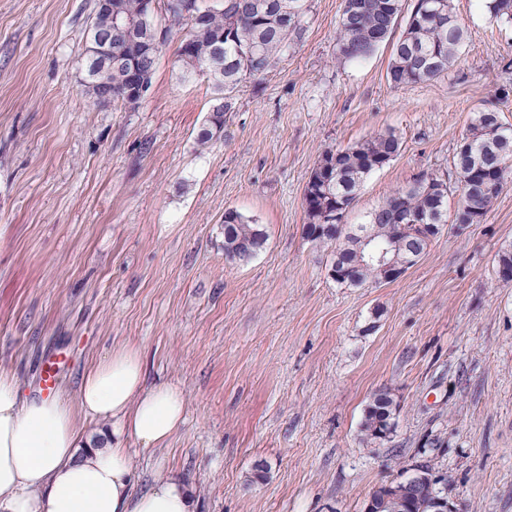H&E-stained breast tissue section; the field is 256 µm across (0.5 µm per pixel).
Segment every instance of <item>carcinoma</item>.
Instances as JSON below:
<instances>
[{"label": "carcinoma", "mask_w": 512, "mask_h": 512, "mask_svg": "<svg viewBox=\"0 0 512 512\" xmlns=\"http://www.w3.org/2000/svg\"><path fill=\"white\" fill-rule=\"evenodd\" d=\"M415 0L405 12L403 0H342L336 29V56L358 62L369 57L380 45L389 42L400 18L405 26L392 43L387 80L395 88L430 81L446 71L458 58L468 31L452 10L440 12L420 6ZM485 8L497 21L512 23V0H484ZM119 18L134 25L137 34L152 37L165 29L163 43L175 31L186 33L176 50L183 77H206L212 84L209 112L219 123L224 114L234 111V100L224 91L242 81L259 77L274 69L288 46L302 38L301 18L305 0H219L204 6L202 0H160L158 11L145 15L144 0H112ZM108 18L99 8L85 29L91 41L97 29H105ZM162 43L149 51L144 82L152 88ZM130 68L123 62L86 61L84 87L97 107L114 103L130 105ZM402 142L394 132L379 133L346 148L324 149L312 168L304 189L307 222L303 233L314 242L334 246L331 270L334 280L347 288L381 283L378 266L359 258L360 236L367 234L380 247L398 239L408 240L407 227L396 220L401 215L424 217L435 230L425 238L409 240V246L424 253L448 223L470 226L485 221L504 190V165L512 159V128L501 122L499 113L480 109L473 113L453 157L456 189L428 174L412 185L395 190L369 215L364 224H349L337 236L316 234L330 214L340 216L352 209L365 178L392 161ZM456 201L449 203L450 196ZM266 233L251 224L236 210L224 213V253L238 254L245 261L266 244ZM395 413L397 402L386 389L377 390L364 411L362 433L369 439L383 438L385 429L380 410Z\"/></svg>", "instance_id": "cac0c4a2"}]
</instances>
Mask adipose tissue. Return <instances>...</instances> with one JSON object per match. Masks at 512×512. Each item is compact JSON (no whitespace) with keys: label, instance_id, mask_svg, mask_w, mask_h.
<instances>
[{"label":"adipose tissue","instance_id":"ef3b65f1","mask_svg":"<svg viewBox=\"0 0 512 512\" xmlns=\"http://www.w3.org/2000/svg\"><path fill=\"white\" fill-rule=\"evenodd\" d=\"M81 414L152 446L182 424L185 404L175 385H147L143 359L130 348L84 376L74 409L58 396L22 398L0 371V512H193L189 487L170 473L134 493L129 449L112 434L84 438Z\"/></svg>","mask_w":512,"mask_h":512}]
</instances>
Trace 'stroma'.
I'll return each mask as SVG.
<instances>
[{"label":"stroma","instance_id":"obj_1","mask_svg":"<svg viewBox=\"0 0 512 512\" xmlns=\"http://www.w3.org/2000/svg\"><path fill=\"white\" fill-rule=\"evenodd\" d=\"M342 0H307L304 35L264 77L233 89L224 134L200 147L213 88L159 53L136 109L92 108L83 31L94 0H0V369L39 395L46 359L76 404L82 376L119 347L186 414L134 460L133 488L180 475L194 512H364L378 486L426 466L460 512H512V178L485 221L445 226L386 284L344 288L332 248L303 234L319 154L392 130L400 154L371 173L347 221L453 156L474 109L512 125V24L452 0L469 33L439 77L392 87L389 47L336 57ZM262 225L264 249L224 255V213ZM395 429L364 440L379 388Z\"/></svg>","mask_w":512,"mask_h":512}]
</instances>
